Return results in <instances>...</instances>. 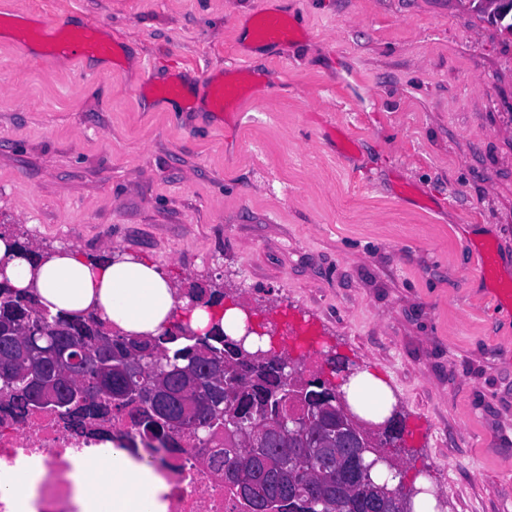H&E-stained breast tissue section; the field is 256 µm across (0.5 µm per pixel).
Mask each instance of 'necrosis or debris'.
Instances as JSON below:
<instances>
[{
  "label": "necrosis or debris",
  "mask_w": 512,
  "mask_h": 512,
  "mask_svg": "<svg viewBox=\"0 0 512 512\" xmlns=\"http://www.w3.org/2000/svg\"><path fill=\"white\" fill-rule=\"evenodd\" d=\"M110 445L167 480V512H245L223 475L209 464L217 443L199 441L186 431L159 441L125 412L88 419L76 428L54 408L23 414L0 409V486L14 487L16 497L27 498L29 512H81L73 501L81 461ZM22 474L31 475V482L17 483Z\"/></svg>",
  "instance_id": "obj_1"
}]
</instances>
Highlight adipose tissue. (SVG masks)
Here are the masks:
<instances>
[{"mask_svg":"<svg viewBox=\"0 0 512 512\" xmlns=\"http://www.w3.org/2000/svg\"><path fill=\"white\" fill-rule=\"evenodd\" d=\"M0 262L14 288L37 287L49 310L91 309L122 334L159 335L177 308L175 285L145 260H91L72 246L32 260L5 235L0 236ZM245 319L236 307L198 306L191 310L189 324L204 332L217 322L234 336L241 333ZM81 476L92 486L81 501L83 512H166L169 485L123 449L87 457Z\"/></svg>","mask_w":512,"mask_h":512,"instance_id":"ef3b65f1","label":"adipose tissue"}]
</instances>
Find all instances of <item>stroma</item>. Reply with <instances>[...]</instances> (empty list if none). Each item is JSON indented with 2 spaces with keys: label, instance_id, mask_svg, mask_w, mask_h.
Listing matches in <instances>:
<instances>
[{
  "label": "stroma",
  "instance_id": "obj_1",
  "mask_svg": "<svg viewBox=\"0 0 512 512\" xmlns=\"http://www.w3.org/2000/svg\"><path fill=\"white\" fill-rule=\"evenodd\" d=\"M0 3L122 39L79 68L0 36V224L220 289L303 375L378 372L406 483L512 512L511 36L460 0H280L299 31L254 51L271 0ZM234 63L259 91L206 106Z\"/></svg>",
  "mask_w": 512,
  "mask_h": 512
}]
</instances>
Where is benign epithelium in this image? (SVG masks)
Returning a JSON list of instances; mask_svg holds the SVG:
<instances>
[{
	"label": "benign epithelium",
	"mask_w": 512,
	"mask_h": 512,
	"mask_svg": "<svg viewBox=\"0 0 512 512\" xmlns=\"http://www.w3.org/2000/svg\"><path fill=\"white\" fill-rule=\"evenodd\" d=\"M28 366L19 379L32 391V403L37 406L53 404L64 407L70 402H81L88 397L81 386L83 372L92 369L98 374L118 373L125 385L112 397L122 400L145 398L158 407L162 405L166 383L177 382L181 408L180 422L190 429L206 426L209 407L215 402L229 408L237 390L224 384L225 368L212 362L211 355L202 350L196 365L188 368L161 369L158 384L149 386L140 376L143 362L155 359L151 348H132L120 355L109 351L104 338L80 347L74 341L56 334L47 337L44 346L34 345L27 353ZM49 360L52 375H47L43 360ZM211 382L209 397L198 396L203 380ZM387 423H374L354 413L344 397L336 405L324 407L317 418L307 419L289 412L269 426H258L250 434L225 430V447L245 446L256 457H269V463L278 471L293 472L304 463L321 462L326 473L329 492L317 495V502L325 504L330 490L340 494L352 485L367 483V472L382 462L377 439Z\"/></svg>",
	"instance_id": "1"
}]
</instances>
